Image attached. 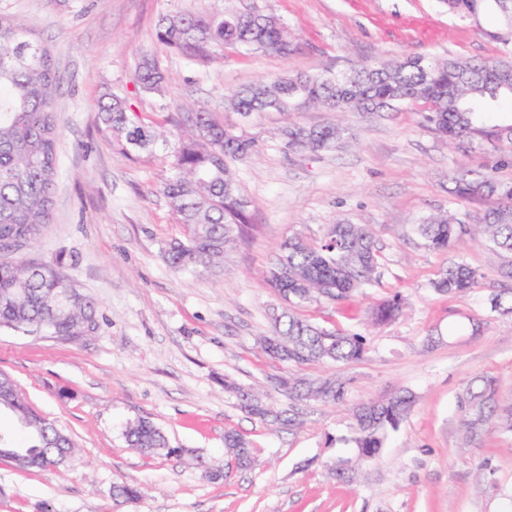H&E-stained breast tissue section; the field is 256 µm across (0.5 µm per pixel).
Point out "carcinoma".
<instances>
[{
	"label": "carcinoma",
	"instance_id": "cac0c4a2",
	"mask_svg": "<svg viewBox=\"0 0 512 512\" xmlns=\"http://www.w3.org/2000/svg\"><path fill=\"white\" fill-rule=\"evenodd\" d=\"M158 39L193 56L203 57L215 46L241 45L253 51L288 55V34L279 20L260 11L244 15L169 14L159 23ZM139 78L144 89L158 91L164 75L149 56H143ZM346 86L329 83L324 73L288 72L268 82L239 88L225 103L239 112H289L313 104L329 112H385L398 104L427 106L432 130L453 143L461 138L487 141L512 156V125L487 126L479 112L491 103L512 101V58L474 62L465 59L432 60L407 55L393 61L360 64L348 73ZM60 75L49 49L26 27L0 16V248L19 239L35 242L52 221L57 175L58 122L55 94ZM103 121L124 136L134 150L152 144L154 127L131 120L124 99L112 96L100 106ZM299 140L288 145L319 152L336 145L344 129L337 124L298 126ZM256 149L255 139L226 135L212 113L199 108L184 118V138L174 153L171 174L158 188L186 227L182 239L167 244L163 257L179 273L203 275L224 268V255L251 223L230 164ZM452 194L460 201L496 197L499 207L472 216L448 211L417 225L424 245L451 249L462 238L512 254V182L490 174L462 175ZM378 234L371 225L332 224L314 245L300 236L285 239L268 268L267 284L280 304L267 312L271 334L260 337L271 358L292 367L314 362H355L363 357L366 338L341 329H327L297 314L311 302H342L378 282ZM478 285V274L463 260H454L432 282L437 293L466 294ZM71 298L67 310L55 311L61 289ZM491 310L512 313V288L490 299ZM404 297L396 293L370 312L373 323L400 318ZM63 342L89 336L99 326L95 302L64 275L58 264L24 259L0 263V330L35 336L39 327ZM295 401L336 402L346 383L338 377L280 378ZM224 389L240 396V407L261 420L290 425L293 414L279 410L260 395L245 392L231 380ZM416 396L402 389L389 397L353 410V431L346 442L354 448L336 461V477L351 481L375 462L386 448L389 431L411 413ZM460 442L465 454L480 443L493 423L512 432V406L495 399V380L478 376L467 382L458 397ZM14 414L25 431L17 445L0 436V459L21 470L56 468L57 449L74 452L71 439L26 403L10 376L0 371V410ZM125 441L146 453L174 452L164 432L153 422L139 419L128 426ZM224 447L240 469L253 463L250 443L236 432L224 435Z\"/></svg>",
	"mask_w": 512,
	"mask_h": 512
}]
</instances>
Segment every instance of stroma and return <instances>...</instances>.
Wrapping results in <instances>:
<instances>
[{
    "instance_id": "obj_1",
    "label": "stroma",
    "mask_w": 512,
    "mask_h": 512,
    "mask_svg": "<svg viewBox=\"0 0 512 512\" xmlns=\"http://www.w3.org/2000/svg\"><path fill=\"white\" fill-rule=\"evenodd\" d=\"M253 9L286 27L288 56L226 46L188 57L157 39L168 14ZM0 15L27 25L61 78L52 222L21 254L58 263L97 301L100 316L98 330L76 342L0 331V370L75 444L58 468L25 472L0 460V512H512V459L500 453L512 434L495 428L472 455L456 452L457 396L468 380L494 377L499 403L512 405V314L488 304L512 255L467 240L436 252L412 232L439 212L496 206L493 197L456 201L451 177L463 167L512 182V158L487 142L448 145L425 127L419 105L347 113L336 149L311 153L289 147L282 129L321 126L332 113L306 107L246 116L224 102L287 71L345 72L408 54L512 55V0H480L472 12L448 0H0ZM146 53L166 76L161 91L141 87ZM108 93L126 99L135 121L161 127L162 137L144 150L127 146L101 120ZM189 105L258 145L232 165L252 222L223 272L201 277L165 264V244L185 228L157 192L179 145L173 117ZM338 223L378 228L379 282L299 313L366 336L368 350L351 363L303 366L310 377L346 380L348 390L333 404H298L301 427L248 417L225 379L289 405L276 388L286 364L256 343L270 331L266 271L286 238L315 243ZM459 257L478 271L479 287L465 296L435 293L432 281ZM397 292L409 302L404 315L371 324L370 307ZM428 336L438 339L429 349ZM403 388L417 402L380 458L360 482L337 481L332 467L349 453L353 407ZM141 418L165 432L172 454L127 446L125 431ZM229 430L252 443L256 466L231 467ZM121 483L141 486L142 497H114Z\"/></svg>"
}]
</instances>
